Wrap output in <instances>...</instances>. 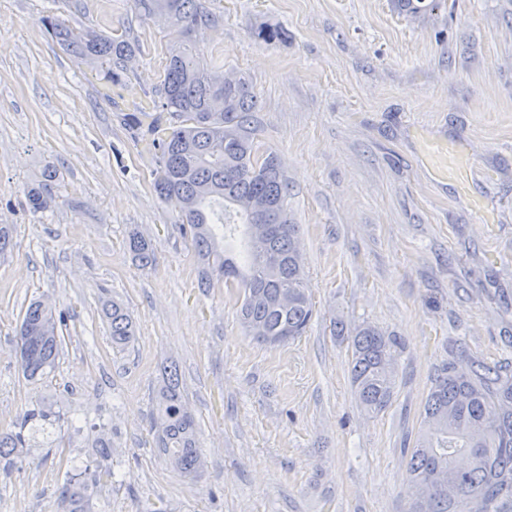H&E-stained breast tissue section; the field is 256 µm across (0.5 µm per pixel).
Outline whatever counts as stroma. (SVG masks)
I'll use <instances>...</instances> for the list:
<instances>
[{
	"label": "stroma",
	"instance_id": "stroma-1",
	"mask_svg": "<svg viewBox=\"0 0 512 512\" xmlns=\"http://www.w3.org/2000/svg\"><path fill=\"white\" fill-rule=\"evenodd\" d=\"M214 20L194 48L257 97L256 138L278 156L315 315L279 347L258 344L238 294L198 285L200 264L127 129L154 112L174 37L133 0H0V432L57 412L55 442L21 449L0 475V512H65L56 489L104 434L111 484L89 512H407L405 449L445 363L512 360V0H446L417 16L392 0H202ZM127 33L125 82L63 51L40 19ZM282 26L267 43L255 31ZM456 145L459 182L428 164ZM55 179H47L48 170ZM43 187L46 209L25 192ZM138 230L154 249L139 267ZM38 299L66 312L54 373L28 381L16 342ZM135 324L113 346L102 307ZM377 327L400 344L389 407L364 411L352 348L335 335ZM175 363L205 466L174 470L156 444L160 366ZM95 460V459H94Z\"/></svg>",
	"mask_w": 512,
	"mask_h": 512
}]
</instances>
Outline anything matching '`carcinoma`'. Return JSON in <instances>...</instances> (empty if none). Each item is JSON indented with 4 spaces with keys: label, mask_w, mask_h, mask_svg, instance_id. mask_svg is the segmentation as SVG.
<instances>
[{
    "label": "carcinoma",
    "mask_w": 512,
    "mask_h": 512,
    "mask_svg": "<svg viewBox=\"0 0 512 512\" xmlns=\"http://www.w3.org/2000/svg\"><path fill=\"white\" fill-rule=\"evenodd\" d=\"M411 15L432 10L438 0H394ZM140 16L167 14L180 45L165 65L159 89L160 107L168 127L162 137L146 143L155 167L170 172L169 181L155 186L162 197L193 201L182 211V225L200 260L207 265L199 287L222 282L240 290V317L261 345L266 337L294 340L303 335L314 303L298 247L299 225L288 214V179L277 157L261 150L254 138L252 112L256 96L250 81L204 63L186 43L192 28L212 16L198 0H134ZM46 32L87 64L105 67L108 81L125 74L124 62L133 52L125 34L111 37L92 29L76 31L65 21L47 16ZM254 224L277 227L270 248L279 262L261 264L251 242ZM129 250L143 266L151 264L150 240L137 232ZM288 294V302L281 300ZM112 343L121 346L134 335L133 322L118 302L106 308ZM63 315L40 301L31 303L22 318L18 353L26 378H41L54 368L64 343ZM351 378L360 406L378 414L391 403L397 352L394 339L372 326L358 327L351 336ZM159 390L158 447L177 470L192 475L202 466L197 425L188 412L173 367L165 370ZM422 430L406 466L416 489L409 512H512V368L477 363L465 372L444 365L431 382L420 412ZM56 422L47 410L24 414L19 430L0 433V472L16 466L18 449L37 437L50 439ZM89 468L66 479L59 497L68 512H87L94 487L112 482V470L87 477Z\"/></svg>",
    "instance_id": "cac0c4a2"
}]
</instances>
